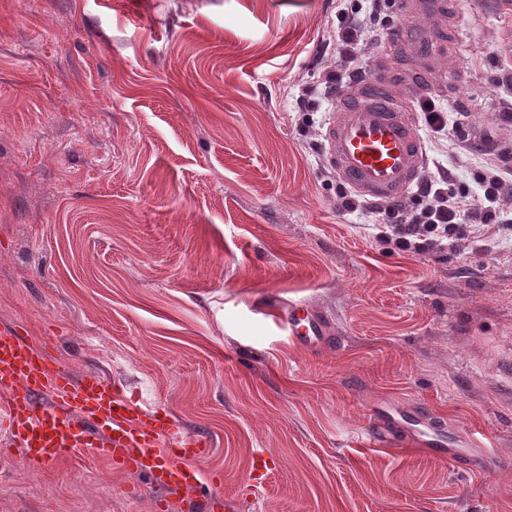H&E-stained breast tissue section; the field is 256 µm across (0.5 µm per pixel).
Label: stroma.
<instances>
[{"label":"stroma","instance_id":"obj_1","mask_svg":"<svg viewBox=\"0 0 512 512\" xmlns=\"http://www.w3.org/2000/svg\"><path fill=\"white\" fill-rule=\"evenodd\" d=\"M448 25L431 98L512 152L494 86L512 7L464 0ZM337 27L336 0H0V329L209 442L201 491L172 494L4 451L9 512H188L205 492L221 512H512V238L388 253L338 210L320 148ZM385 41L365 65L404 82L427 48ZM293 303L326 318L318 342L279 323ZM381 405L497 457L439 460L404 428L376 446Z\"/></svg>","mask_w":512,"mask_h":512}]
</instances>
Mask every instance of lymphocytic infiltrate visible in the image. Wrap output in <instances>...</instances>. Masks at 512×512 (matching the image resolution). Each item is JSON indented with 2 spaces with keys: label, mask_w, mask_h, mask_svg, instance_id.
<instances>
[{
  "label": "lymphocytic infiltrate",
  "mask_w": 512,
  "mask_h": 512,
  "mask_svg": "<svg viewBox=\"0 0 512 512\" xmlns=\"http://www.w3.org/2000/svg\"><path fill=\"white\" fill-rule=\"evenodd\" d=\"M370 2V11L362 19L350 15L343 2L339 4L338 57L356 59L367 36L379 32L381 0ZM419 112L431 148L450 139L458 155L472 157L473 150L463 132H449L448 113L434 99H423ZM476 180L480 193L473 197L455 190L452 173L441 168L428 174L410 199L372 206L342 185L336 193L337 206L345 212L368 210L377 224L379 242L390 250L436 255L447 252L449 245L467 240L472 225L498 223L505 203L512 201V156L504 154L487 162L477 172Z\"/></svg>",
  "instance_id": "1"
}]
</instances>
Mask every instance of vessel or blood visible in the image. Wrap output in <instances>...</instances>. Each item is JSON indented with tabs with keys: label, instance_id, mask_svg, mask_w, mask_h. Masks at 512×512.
<instances>
[{
	"label": "vessel or blood",
	"instance_id": "1",
	"mask_svg": "<svg viewBox=\"0 0 512 512\" xmlns=\"http://www.w3.org/2000/svg\"><path fill=\"white\" fill-rule=\"evenodd\" d=\"M447 10L448 0H399L406 20ZM426 89L424 72L398 89L382 68L341 92L323 134V153L342 182L377 200L401 198L419 183L427 154L408 108ZM280 318L300 343L326 330L322 317L296 303ZM0 440L19 449L31 471L89 449L149 475L164 491L193 490L201 482V438L167 413L133 402L98 373L71 376L47 345L6 329H0ZM417 442L437 458L448 456L444 428L419 430Z\"/></svg>",
	"mask_w": 512,
	"mask_h": 512
}]
</instances>
